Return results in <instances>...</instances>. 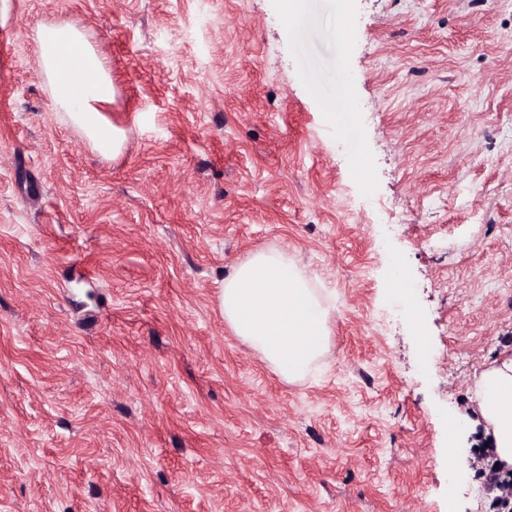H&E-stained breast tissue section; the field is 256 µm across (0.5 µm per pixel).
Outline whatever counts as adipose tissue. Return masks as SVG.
<instances>
[{
    "mask_svg": "<svg viewBox=\"0 0 512 512\" xmlns=\"http://www.w3.org/2000/svg\"><path fill=\"white\" fill-rule=\"evenodd\" d=\"M36 41L55 105L97 151L119 154L126 133L100 115L114 96L112 81L84 33L72 25L44 26ZM218 308L234 335L285 381L301 380L330 348L329 307L285 250L260 249L240 262L220 285ZM474 398L498 460L512 466V356L481 371Z\"/></svg>",
    "mask_w": 512,
    "mask_h": 512,
    "instance_id": "1",
    "label": "adipose tissue"
}]
</instances>
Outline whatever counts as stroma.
<instances>
[{"mask_svg": "<svg viewBox=\"0 0 512 512\" xmlns=\"http://www.w3.org/2000/svg\"><path fill=\"white\" fill-rule=\"evenodd\" d=\"M283 3L0 0V512H494L512 0ZM53 23L108 67L116 156L52 100ZM262 248L331 312L295 383L217 305Z\"/></svg>", "mask_w": 512, "mask_h": 512, "instance_id": "stroma-1", "label": "stroma"}]
</instances>
